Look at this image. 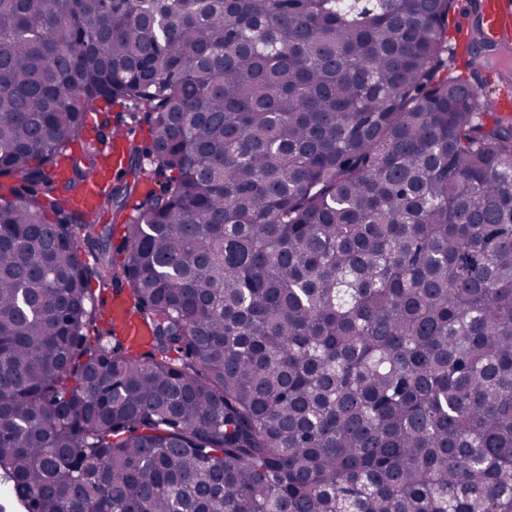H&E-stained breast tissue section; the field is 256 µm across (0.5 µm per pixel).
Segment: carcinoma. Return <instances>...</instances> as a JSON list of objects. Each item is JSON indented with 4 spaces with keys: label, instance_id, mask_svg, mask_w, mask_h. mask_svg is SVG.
Here are the masks:
<instances>
[{
    "label": "carcinoma",
    "instance_id": "obj_1",
    "mask_svg": "<svg viewBox=\"0 0 512 512\" xmlns=\"http://www.w3.org/2000/svg\"><path fill=\"white\" fill-rule=\"evenodd\" d=\"M457 7L0 0V512H512V115ZM125 295L126 293L123 290L117 291L114 295L112 294V320L124 329V334L128 336L129 342L142 343L146 340L148 332L138 318L130 311Z\"/></svg>",
    "mask_w": 512,
    "mask_h": 512
}]
</instances>
